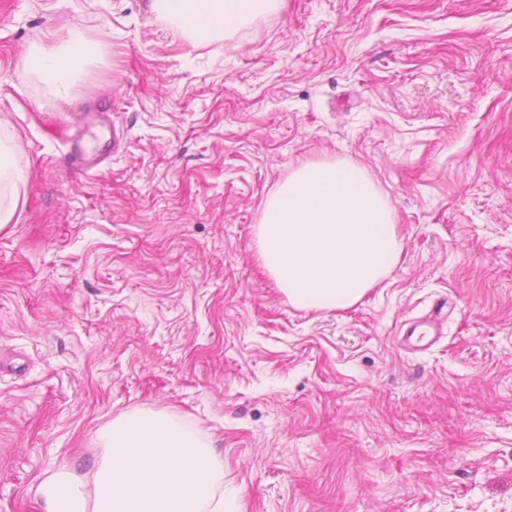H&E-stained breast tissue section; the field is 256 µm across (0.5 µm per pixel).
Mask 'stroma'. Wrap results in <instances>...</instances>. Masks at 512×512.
<instances>
[{"label": "stroma", "instance_id": "1", "mask_svg": "<svg viewBox=\"0 0 512 512\" xmlns=\"http://www.w3.org/2000/svg\"><path fill=\"white\" fill-rule=\"evenodd\" d=\"M102 56L57 98L17 65ZM121 133L72 171L80 113ZM0 512L162 411L224 460V512H512V0H285L193 41L147 0H0ZM365 170L401 257L354 307H292L255 226L301 164ZM440 297L423 354L397 343ZM70 34L59 36L57 44L52 46L32 44L18 66L25 74H36L41 78L47 96L63 95L74 79L101 54L96 42L79 40ZM0 223L8 224L15 208V201L19 192V183L22 181V170L12 161L9 148L6 147L0 122Z\"/></svg>", "mask_w": 512, "mask_h": 512}]
</instances>
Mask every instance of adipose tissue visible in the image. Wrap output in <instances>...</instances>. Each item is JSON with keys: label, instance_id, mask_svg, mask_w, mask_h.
Masks as SVG:
<instances>
[{"label": "adipose tissue", "instance_id": "ef3b65f1", "mask_svg": "<svg viewBox=\"0 0 512 512\" xmlns=\"http://www.w3.org/2000/svg\"><path fill=\"white\" fill-rule=\"evenodd\" d=\"M284 0H149L152 15L189 37L210 36L242 26L259 13L279 12ZM96 42L62 35L56 44H32L19 67L38 75L45 95L68 90L87 65L99 57ZM22 180L21 169L0 140V223H9ZM102 453L91 482H70L59 473L41 481L36 492L58 512L53 488L70 482L68 512H224V462L200 431L172 416L132 411L99 428Z\"/></svg>", "mask_w": 512, "mask_h": 512}]
</instances>
